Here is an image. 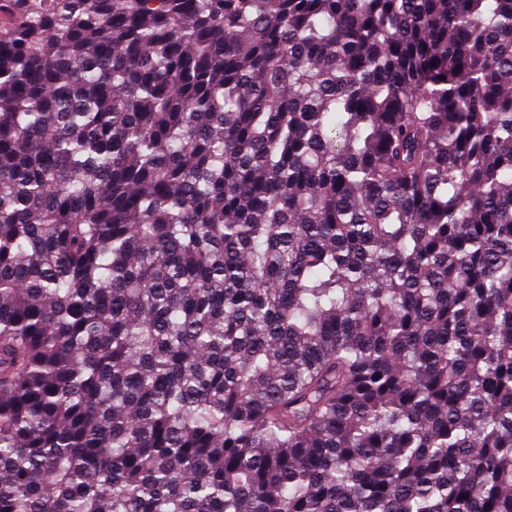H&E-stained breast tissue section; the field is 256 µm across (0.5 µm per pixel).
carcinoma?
<instances>
[{"label": "carcinoma", "instance_id": "obj_1", "mask_svg": "<svg viewBox=\"0 0 512 512\" xmlns=\"http://www.w3.org/2000/svg\"><path fill=\"white\" fill-rule=\"evenodd\" d=\"M0 512H512V0H0Z\"/></svg>", "mask_w": 512, "mask_h": 512}]
</instances>
